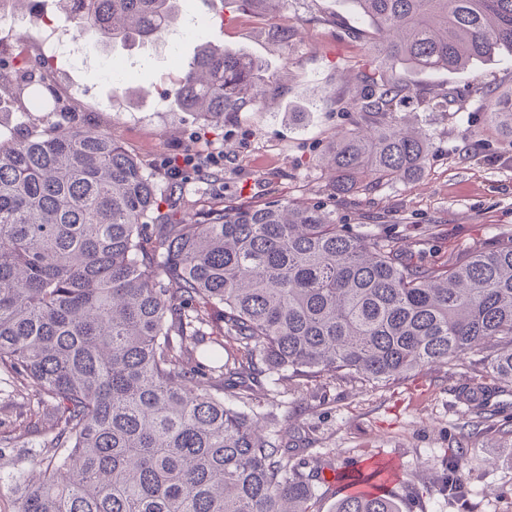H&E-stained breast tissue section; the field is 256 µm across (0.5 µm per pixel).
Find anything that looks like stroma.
<instances>
[{
  "instance_id": "obj_1",
  "label": "stroma",
  "mask_w": 512,
  "mask_h": 512,
  "mask_svg": "<svg viewBox=\"0 0 512 512\" xmlns=\"http://www.w3.org/2000/svg\"><path fill=\"white\" fill-rule=\"evenodd\" d=\"M291 31L288 42L278 39ZM371 34L343 0H288L279 13L248 9L240 0H188L177 20L154 43H120L86 53L88 68L61 60L58 75L78 88L66 105L76 118L111 130L148 168L185 153H213L219 179L188 169L177 179V212L288 200L321 202L340 223L365 236L391 234L413 260L443 262L512 233V140L492 130L482 95L512 88V52L458 71L400 70L414 91L400 111L413 127L430 129L434 149L412 179L332 198L322 155L348 128L344 109L348 71L369 68ZM210 41L263 66V102L226 115L222 127L201 130L166 92L198 46ZM112 59L126 68L115 85L91 72ZM455 92L447 112L423 102L433 92ZM479 353L449 367L426 368L385 385L320 379L283 388L255 387L249 409L266 433L284 434L297 459L317 460L326 474L321 512H334L345 491L329 477L353 461L391 466L387 485L402 512H512V447L497 420L479 426L462 470V497L448 493V450L455 447L472 403L512 400V390L491 389L480 376ZM43 411L0 372V512H16V486L36 481L27 451ZM420 496H413V489Z\"/></svg>"
}]
</instances>
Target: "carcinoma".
Here are the masks:
<instances>
[{
  "mask_svg": "<svg viewBox=\"0 0 512 512\" xmlns=\"http://www.w3.org/2000/svg\"><path fill=\"white\" fill-rule=\"evenodd\" d=\"M58 2L94 50L159 39L180 0ZM345 2L373 30L374 66L353 74L350 125L324 154L338 196L424 170L433 141L404 125L411 89L387 70H458L512 49V0ZM260 70L207 42L171 96L218 127L263 98ZM17 73V85L0 74V93L47 109L51 89ZM488 118L512 138V93ZM176 191L73 116L0 130V370L52 414L17 512H319V467L224 402L237 376L386 383L484 349L482 371L512 385V236L416 264L391 236L353 234L320 203L211 208L172 224L162 206ZM208 339L235 351L205 364ZM378 476L344 472L353 491L336 512H400Z\"/></svg>",
  "mask_w": 512,
  "mask_h": 512,
  "instance_id": "cac0c4a2",
  "label": "carcinoma"
}]
</instances>
